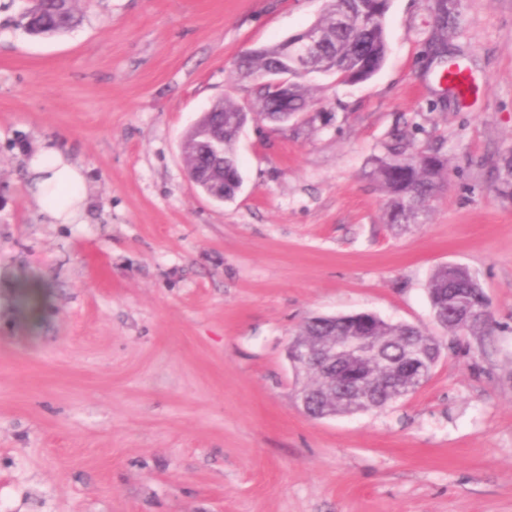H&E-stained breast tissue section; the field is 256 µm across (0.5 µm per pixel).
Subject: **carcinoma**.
Wrapping results in <instances>:
<instances>
[{
  "label": "carcinoma",
  "instance_id": "obj_1",
  "mask_svg": "<svg viewBox=\"0 0 512 512\" xmlns=\"http://www.w3.org/2000/svg\"><path fill=\"white\" fill-rule=\"evenodd\" d=\"M25 14L27 31L36 36L63 35L80 22L77 0H32ZM321 16L312 23L322 33V53L312 70L290 79L289 93L270 85L255 89L262 114L275 121L285 119V112L306 108L312 75L331 77L336 84L353 85L372 77L383 65L387 54L385 17L388 0H325ZM283 43L262 46L244 53L239 72L247 78L283 65ZM213 129L224 133V161L210 156L199 144L197 132L189 131L184 140L185 162L189 172H212L224 177V194L232 198L242 183L237 152V135L249 121V113L231 100L219 101L211 108ZM448 173L447 159L436 152L421 150L404 136L395 138L388 154L375 159L370 177L389 198L387 223L407 224L428 206ZM428 297L436 322L453 335L487 336L492 319L484 318L488 301L477 277L466 267L442 266L435 270ZM367 326L349 319L334 326L321 325L307 319L298 336L312 341L319 337L328 343L347 336L365 333L378 340L383 351L379 362L362 369L361 379L368 387V399L349 398L346 382L336 379V386L315 388L311 408L323 413L352 415L381 409L396 400L400 391L412 394L417 387L405 386L397 367L406 363L420 347V357L432 370L440 358L436 340L420 327L409 323H388L378 317H365Z\"/></svg>",
  "mask_w": 512,
  "mask_h": 512
}]
</instances>
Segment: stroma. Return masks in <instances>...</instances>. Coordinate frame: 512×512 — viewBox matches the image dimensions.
<instances>
[{
	"label": "stroma",
	"instance_id": "35a3bbf8",
	"mask_svg": "<svg viewBox=\"0 0 512 512\" xmlns=\"http://www.w3.org/2000/svg\"><path fill=\"white\" fill-rule=\"evenodd\" d=\"M390 0L369 80L311 83L259 114L238 55L323 0H79L30 35L0 8V503L8 512H512V0ZM473 79L448 94V61ZM251 112L242 185L190 180L187 130L218 100ZM448 179L419 223L387 224L371 179L397 134ZM52 139L86 168L83 224H48L22 156ZM478 277L484 340L435 322L444 264ZM45 299L32 318L29 283ZM371 312L435 336L415 394L314 419L287 346L314 316Z\"/></svg>",
	"mask_w": 512,
	"mask_h": 512
}]
</instances>
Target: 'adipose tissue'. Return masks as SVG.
Listing matches in <instances>:
<instances>
[{
    "label": "adipose tissue",
    "mask_w": 512,
    "mask_h": 512,
    "mask_svg": "<svg viewBox=\"0 0 512 512\" xmlns=\"http://www.w3.org/2000/svg\"><path fill=\"white\" fill-rule=\"evenodd\" d=\"M25 160L30 197L48 223H84L93 204L84 167L46 139L26 148Z\"/></svg>",
    "instance_id": "1"
}]
</instances>
